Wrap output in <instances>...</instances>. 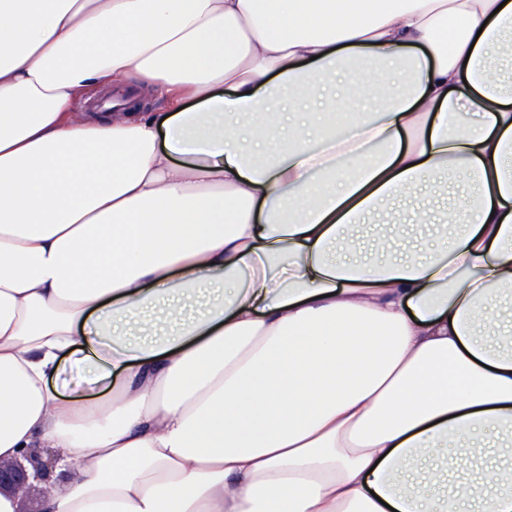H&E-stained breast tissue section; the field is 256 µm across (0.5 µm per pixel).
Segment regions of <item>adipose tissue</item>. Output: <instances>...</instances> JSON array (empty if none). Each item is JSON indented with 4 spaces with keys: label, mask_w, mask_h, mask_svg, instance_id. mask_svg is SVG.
Listing matches in <instances>:
<instances>
[{
    "label": "adipose tissue",
    "mask_w": 512,
    "mask_h": 512,
    "mask_svg": "<svg viewBox=\"0 0 512 512\" xmlns=\"http://www.w3.org/2000/svg\"><path fill=\"white\" fill-rule=\"evenodd\" d=\"M134 74L161 111L76 109ZM451 168L431 249L353 258ZM506 299L512 0H0V458L55 449L47 512H512L426 458L512 433ZM448 185V200H439L435 209L434 216L439 219L444 214L446 205H448V212L450 203L457 197H459L462 190L468 187V179L462 171L459 170H448L447 175ZM433 206L428 203V197H418L412 201H395L386 205L382 211L375 217V222H395V224H408L411 217V212L417 207L422 205Z\"/></svg>",
    "instance_id": "obj_1"
}]
</instances>
